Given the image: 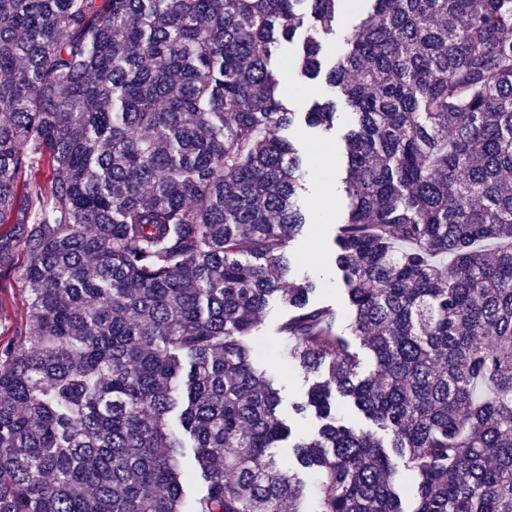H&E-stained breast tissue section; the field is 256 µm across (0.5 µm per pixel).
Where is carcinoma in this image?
Returning <instances> with one entry per match:
<instances>
[{
  "label": "carcinoma",
  "instance_id": "carcinoma-1",
  "mask_svg": "<svg viewBox=\"0 0 512 512\" xmlns=\"http://www.w3.org/2000/svg\"><path fill=\"white\" fill-rule=\"evenodd\" d=\"M347 2L0 0V228L21 231L0 272L23 243L28 292L0 345V512H301L255 366L275 296L323 376L293 404L326 420L293 445L317 512H406L400 464L411 512H512V0H370L336 54L355 121L335 264L367 373L318 281H285L315 162L270 68L309 12L317 77Z\"/></svg>",
  "mask_w": 512,
  "mask_h": 512
}]
</instances>
